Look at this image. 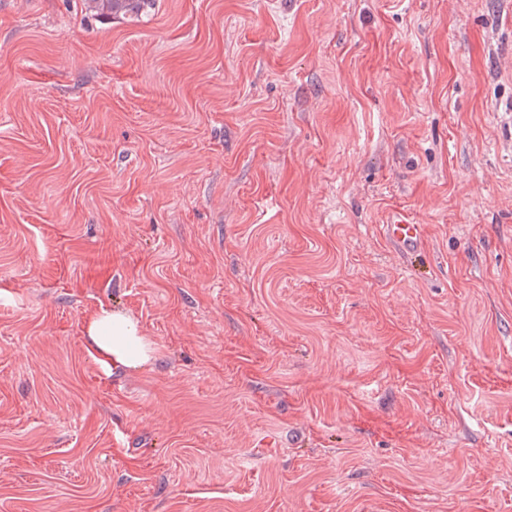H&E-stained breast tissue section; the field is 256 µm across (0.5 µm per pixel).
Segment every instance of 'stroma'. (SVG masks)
<instances>
[{
  "label": "stroma",
  "mask_w": 512,
  "mask_h": 512,
  "mask_svg": "<svg viewBox=\"0 0 512 512\" xmlns=\"http://www.w3.org/2000/svg\"><path fill=\"white\" fill-rule=\"evenodd\" d=\"M507 109L512 0H0V512H512ZM86 10L99 14L132 13L142 15L151 9L155 0H82ZM424 229L421 224H414L410 215L404 211L395 212L390 224H382L384 237L402 254H416L424 243ZM88 343L113 368L140 369L153 359L152 341L129 315L101 308L86 321Z\"/></svg>",
  "instance_id": "stroma-1"
}]
</instances>
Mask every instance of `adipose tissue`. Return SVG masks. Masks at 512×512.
Listing matches in <instances>:
<instances>
[{"instance_id": "obj_1", "label": "adipose tissue", "mask_w": 512, "mask_h": 512, "mask_svg": "<svg viewBox=\"0 0 512 512\" xmlns=\"http://www.w3.org/2000/svg\"><path fill=\"white\" fill-rule=\"evenodd\" d=\"M88 343L102 360L115 368L139 369L153 358L152 341L138 323L125 313L102 309L86 321Z\"/></svg>"}]
</instances>
